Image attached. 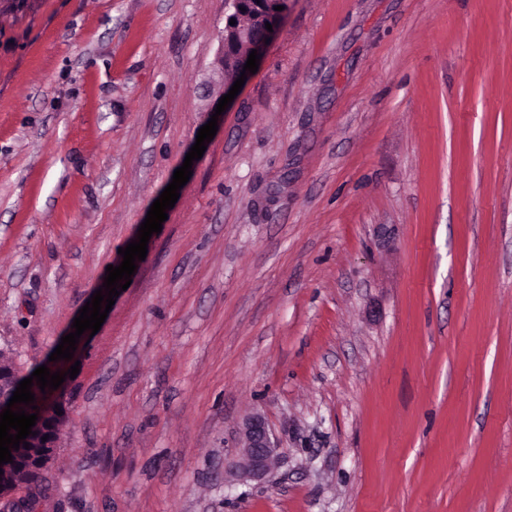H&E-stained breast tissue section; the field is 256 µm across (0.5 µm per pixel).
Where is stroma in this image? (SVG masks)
I'll use <instances>...</instances> for the list:
<instances>
[{
  "mask_svg": "<svg viewBox=\"0 0 512 512\" xmlns=\"http://www.w3.org/2000/svg\"><path fill=\"white\" fill-rule=\"evenodd\" d=\"M0 0V351L76 355L38 512H512V0ZM279 441L237 477L239 426ZM231 4L232 12L227 15L224 25V34L221 37L220 46L216 57V67L220 78L224 83V93L229 92L234 82L241 76V71L246 64L252 50L259 54L265 46L270 32L266 29V23L272 25V29L281 19L287 8L286 0H226ZM274 6H284L281 11L274 10ZM244 8V11L240 10ZM231 18L236 20L235 25H230ZM229 67L231 78H226V68ZM244 448L235 464L244 479H264L278 456V445L272 438L265 418L253 413L244 418L241 426Z\"/></svg>",
  "mask_w": 512,
  "mask_h": 512,
  "instance_id": "35a3bbf8",
  "label": "stroma"
}]
</instances>
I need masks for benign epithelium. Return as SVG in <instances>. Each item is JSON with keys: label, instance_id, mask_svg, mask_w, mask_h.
<instances>
[{"label": "benign epithelium", "instance_id": "obj_1", "mask_svg": "<svg viewBox=\"0 0 512 512\" xmlns=\"http://www.w3.org/2000/svg\"><path fill=\"white\" fill-rule=\"evenodd\" d=\"M232 12L226 20L234 19L236 24L224 25V34L216 57V67L224 83V92H229L234 82L241 76L249 54L253 50L262 51L265 39L270 35L266 24L276 25L283 12L277 6H287V0H227ZM66 385H61L37 410L36 425L26 442L31 448H54L61 438L67 414H56L55 406L61 405V393ZM244 448L241 449L235 464L239 475L244 479H264L278 456V445L272 438L265 418L253 413L244 418L241 426ZM47 441H42V437ZM0 485L7 483L16 487L24 485L29 469L12 463L0 466Z\"/></svg>", "mask_w": 512, "mask_h": 512}]
</instances>
